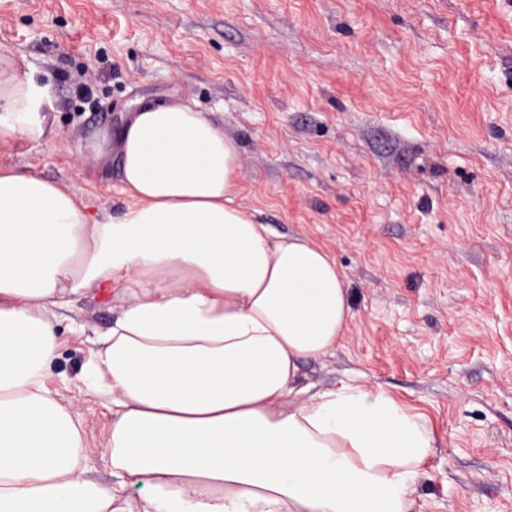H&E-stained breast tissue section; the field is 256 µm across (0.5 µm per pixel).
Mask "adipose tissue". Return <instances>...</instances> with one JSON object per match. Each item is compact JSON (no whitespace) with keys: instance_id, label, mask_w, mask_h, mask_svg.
<instances>
[{"instance_id":"obj_1","label":"adipose tissue","mask_w":512,"mask_h":512,"mask_svg":"<svg viewBox=\"0 0 512 512\" xmlns=\"http://www.w3.org/2000/svg\"><path fill=\"white\" fill-rule=\"evenodd\" d=\"M52 109L0 68V138L42 137ZM91 148L117 164L118 214L0 170V512H412L432 431L382 389L301 383L345 335L344 277L236 204L238 147L211 113L141 104ZM105 287L106 329L70 321ZM65 320L93 344L79 391L112 411L109 488L46 385Z\"/></svg>"}]
</instances>
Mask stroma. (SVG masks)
<instances>
[{"label": "stroma", "mask_w": 512, "mask_h": 512, "mask_svg": "<svg viewBox=\"0 0 512 512\" xmlns=\"http://www.w3.org/2000/svg\"><path fill=\"white\" fill-rule=\"evenodd\" d=\"M0 54L50 86L55 129L0 139V168L93 214L123 207L94 134L141 100L212 113L238 203L345 276L348 330L303 382L356 379L426 418L413 512H512V0H0ZM57 333L53 390L89 357ZM74 410L88 478L112 485L111 411Z\"/></svg>", "instance_id": "stroma-1"}]
</instances>
